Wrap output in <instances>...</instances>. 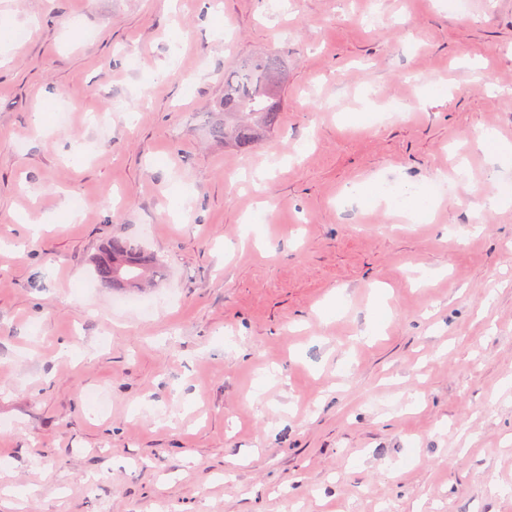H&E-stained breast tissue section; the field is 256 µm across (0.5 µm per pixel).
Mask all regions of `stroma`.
<instances>
[{
  "mask_svg": "<svg viewBox=\"0 0 512 512\" xmlns=\"http://www.w3.org/2000/svg\"><path fill=\"white\" fill-rule=\"evenodd\" d=\"M1 17L0 512H512V162L463 141L512 130V0ZM259 45L283 123L228 153L207 108ZM115 237L166 264L149 310L95 276Z\"/></svg>",
  "mask_w": 512,
  "mask_h": 512,
  "instance_id": "1",
  "label": "stroma"
}]
</instances>
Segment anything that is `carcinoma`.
Listing matches in <instances>:
<instances>
[{"label": "carcinoma", "instance_id": "carcinoma-1", "mask_svg": "<svg viewBox=\"0 0 512 512\" xmlns=\"http://www.w3.org/2000/svg\"><path fill=\"white\" fill-rule=\"evenodd\" d=\"M288 88V52L259 48L233 59L224 70V98L211 110L209 141L226 150L247 152L281 126ZM98 280L114 288L140 290L156 285L164 264L129 239L115 237L93 259Z\"/></svg>", "mask_w": 512, "mask_h": 512}]
</instances>
